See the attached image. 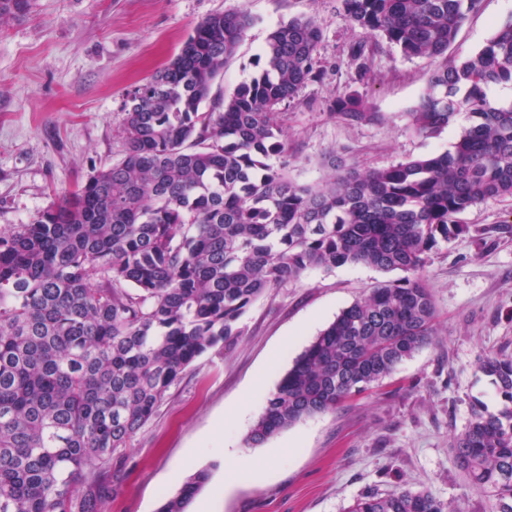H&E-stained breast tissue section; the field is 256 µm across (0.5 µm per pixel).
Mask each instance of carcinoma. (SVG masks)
I'll use <instances>...</instances> for the list:
<instances>
[{
	"mask_svg": "<svg viewBox=\"0 0 512 512\" xmlns=\"http://www.w3.org/2000/svg\"><path fill=\"white\" fill-rule=\"evenodd\" d=\"M30 0H0V23ZM358 32L361 81L376 78L377 39L406 57L445 56L482 0H338ZM252 23L243 9L200 22L125 104L123 158L92 172L27 224L0 229V512H101L113 455L162 405L187 367L243 334L264 293L314 268L364 264L404 276L345 307L283 374L246 442L336 410L389 376L435 335L424 278L459 215L512 198V22L478 51L429 75L409 128L439 135L471 120L452 149L360 172L331 158L321 187L288 174L280 106L327 73L312 18L268 34L260 71L212 96ZM210 110H202L205 103ZM331 111L371 122L355 90ZM273 157L281 162L269 163ZM479 371L502 401L472 407L454 463L491 512H512V355ZM187 477L158 512H185L207 482ZM347 512H460L426 492L366 493Z\"/></svg>",
	"mask_w": 512,
	"mask_h": 512,
	"instance_id": "cac0c4a2",
	"label": "carcinoma"
}]
</instances>
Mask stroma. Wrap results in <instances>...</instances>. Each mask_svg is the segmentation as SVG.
Wrapping results in <instances>:
<instances>
[{
  "mask_svg": "<svg viewBox=\"0 0 512 512\" xmlns=\"http://www.w3.org/2000/svg\"><path fill=\"white\" fill-rule=\"evenodd\" d=\"M235 9L252 24L214 82L216 97L257 73L276 25L311 18L322 30L326 76L281 107L288 172L297 183L324 185L332 154L365 171L450 150L469 123L458 115L433 138L409 130L434 60L386 44L374 59L375 82H360L348 55L356 35L336 0H30L27 13L0 25V226L28 223L92 171L119 161L129 95L197 24ZM511 20L512 0H483L448 60L477 51ZM348 87L376 107L375 121L332 114L333 97ZM460 221L471 233L439 242L427 264L436 334L378 387L264 444L246 443L267 393L301 351L343 308L398 277L360 264L307 271L259 298L234 343L186 369L123 449L102 512H158L198 469L210 477L186 512L205 499L213 512H346L364 493L400 488L428 491L461 512H490L488 498L456 468L451 443L474 400L499 405L480 359L512 354V199H487ZM232 462L245 470L262 465L266 475L224 489Z\"/></svg>",
  "mask_w": 512,
  "mask_h": 512,
  "instance_id": "stroma-1",
  "label": "stroma"
}]
</instances>
